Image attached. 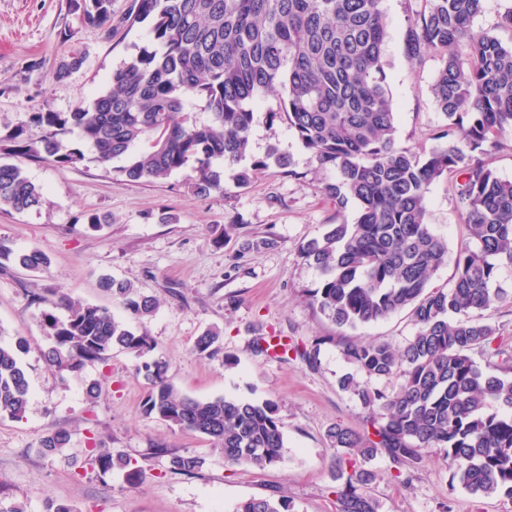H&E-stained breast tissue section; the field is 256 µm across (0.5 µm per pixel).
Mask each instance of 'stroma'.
I'll use <instances>...</instances> for the list:
<instances>
[{
	"label": "stroma",
	"mask_w": 512,
	"mask_h": 512,
	"mask_svg": "<svg viewBox=\"0 0 512 512\" xmlns=\"http://www.w3.org/2000/svg\"><path fill=\"white\" fill-rule=\"evenodd\" d=\"M131 4L114 0L107 29L82 22L69 0H0V136L22 126L29 138L39 139L42 130L32 123V113L71 112L108 88L113 70L151 43L149 22H126ZM412 6V0H384L385 60L397 112L396 142L423 156L434 148L431 133L445 118L430 92L439 60L414 71L405 58ZM72 49L84 58L81 68L54 79V60ZM278 108L279 97L271 94L256 112L251 157L258 160L277 149L290 156L293 175L272 166L241 187L228 170L222 190L207 196L194 194L184 173L132 182L114 164L90 155L74 166L23 162L25 174L43 189L42 201L21 213L0 209V238L18 250L42 251L50 266L43 273L0 268V341L23 340L21 361L31 389L21 418H0V512H48L57 502L73 512H235L246 499L271 495L287 497L292 512H336V475L351 472L352 465L327 434L337 425L361 430L365 415L359 398L342 390L340 381L351 374L361 386L388 393L398 380L357 372L332 338L400 346L415 325L406 309L339 329L311 304L307 292L321 277L300 249L336 221L322 191L335 174L319 169L286 124L272 118ZM426 206L433 231L456 252L470 232L448 179L430 186ZM90 213L110 216L109 226L85 231ZM106 275L158 298V310L144 327L154 356L168 362L180 391L198 399L276 403L284 426L281 463L262 471L229 466L207 439L144 415L146 387L134 354L116 349L108 360L85 362L75 372L45 363L49 340L34 295L54 301L70 297L128 319L124 307L101 291L99 280ZM210 327L221 330L224 349L202 357L194 342ZM257 336H280L301 348L323 336L329 342L312 367L292 353L254 354L251 341ZM95 382L103 390L91 402L86 389ZM57 430L69 432L68 447L59 456H43L40 438ZM92 442L137 460L138 482L129 484L120 469L102 479L91 472ZM159 443L204 455L201 474L169 472L153 453ZM365 467L373 474L365 491L378 512H512L511 499L481 497L452 484V468L437 449L425 452L406 485L385 456Z\"/></svg>",
	"instance_id": "obj_1"
}]
</instances>
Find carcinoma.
Segmentation results:
<instances>
[{
	"mask_svg": "<svg viewBox=\"0 0 512 512\" xmlns=\"http://www.w3.org/2000/svg\"><path fill=\"white\" fill-rule=\"evenodd\" d=\"M485 0H423L411 12L404 53L412 69L442 54L431 94L448 120L432 133L441 145L425 157L396 145V112L387 85L384 48L389 23L384 0H134L126 21L151 22L152 47H143L112 72V87L73 112H36L44 134L38 140L17 128L0 138V151L30 161L74 165L85 159L60 136L76 128L96 160L123 161L116 171L131 181L163 178L187 169L191 190L207 196L222 188L224 169L241 186L252 172L273 164L293 175L288 157L272 149L263 160L241 165L250 154L256 107L280 93L282 120L311 151L318 165L336 173L325 195L342 216L356 204L354 223L338 220L301 249L321 272L311 303L337 328L377 322L411 309L416 330L402 347L388 343L342 345L345 358L369 378L402 381L391 394L370 391L354 377L344 389L367 409L364 431L336 425L333 447L369 460L384 455L402 483L412 480L422 451L437 448L453 467L452 481L472 494L512 500V344L496 329L470 316L492 304L512 305V291L498 285L500 270L512 267V181L499 178L492 157L512 149V44L472 22ZM113 0H71L81 19L112 26ZM73 51L54 67L59 79L81 67ZM210 114L200 121L193 102ZM447 177L472 241L458 248L446 288L434 274L448 263V242L427 222L425 196ZM42 188L17 163H0V207L23 212L40 205ZM14 263L34 273L49 267L37 249L17 251L0 239V267ZM101 287L140 322L157 300L127 281L111 277ZM60 318L42 313L50 345L45 362L75 370L89 360L105 361L115 349L147 356L154 350L144 330L132 329L109 310L60 297ZM224 348L217 329L194 343L211 357ZM23 341L0 343V418L17 419L29 402V384L19 353ZM482 352L487 368L470 356ZM137 373L148 389L142 410L172 428L205 437L225 462L259 470L282 460L284 431L275 403L217 396L197 399L168 379V363L142 362ZM70 442L64 430L39 440L45 455ZM154 455L170 472L199 474L206 458L165 444ZM99 476L141 469L120 451L89 449ZM363 469L336 485L337 512H377L362 491ZM236 512H291L290 502L250 498Z\"/></svg>",
	"mask_w": 512,
	"mask_h": 512,
	"instance_id": "obj_1",
	"label": "carcinoma"
}]
</instances>
